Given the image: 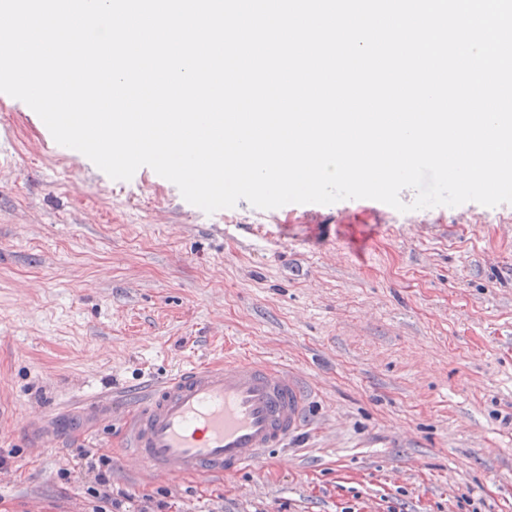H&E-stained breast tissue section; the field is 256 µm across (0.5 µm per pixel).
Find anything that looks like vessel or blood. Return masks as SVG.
Here are the masks:
<instances>
[{"instance_id":"vessel-or-blood-1","label":"vessel or blood","mask_w":512,"mask_h":512,"mask_svg":"<svg viewBox=\"0 0 512 512\" xmlns=\"http://www.w3.org/2000/svg\"><path fill=\"white\" fill-rule=\"evenodd\" d=\"M311 392L300 375L255 359L191 362L123 411L124 461L168 479L232 473L300 435Z\"/></svg>"}]
</instances>
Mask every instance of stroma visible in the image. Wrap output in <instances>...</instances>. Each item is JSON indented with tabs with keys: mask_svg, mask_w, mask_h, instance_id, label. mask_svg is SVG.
I'll list each match as a JSON object with an SVG mask.
<instances>
[{
	"mask_svg": "<svg viewBox=\"0 0 512 512\" xmlns=\"http://www.w3.org/2000/svg\"><path fill=\"white\" fill-rule=\"evenodd\" d=\"M45 135L0 93V512H92L85 451L124 512H512V203L208 214ZM224 357L300 373L306 432L227 475L123 465L112 408Z\"/></svg>",
	"mask_w": 512,
	"mask_h": 512,
	"instance_id": "stroma-1",
	"label": "stroma"
}]
</instances>
